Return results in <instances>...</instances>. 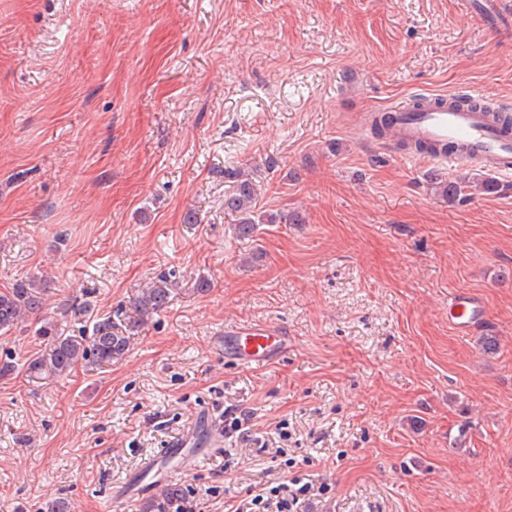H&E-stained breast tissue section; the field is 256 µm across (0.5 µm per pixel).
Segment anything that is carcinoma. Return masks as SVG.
Returning <instances> with one entry per match:
<instances>
[{"mask_svg": "<svg viewBox=\"0 0 512 512\" xmlns=\"http://www.w3.org/2000/svg\"><path fill=\"white\" fill-rule=\"evenodd\" d=\"M232 190L224 196V209L239 215L236 225L237 233L250 238L257 226L263 223L253 217L258 196L257 185L252 177L242 171L232 174ZM485 193L499 191L497 183L486 179L476 185L469 181H450L441 184L442 191L450 200L465 199L472 193V188ZM171 274L163 273L156 280L141 288L133 301L136 318L126 327L116 323L123 315L118 310L113 316L98 318L92 326L89 336L75 338L62 336L55 331V324L44 318L47 285L36 279L20 280L11 288L0 292V332L7 333L18 326L25 318L42 320L40 335L52 337L49 350L28 360V369L38 373L48 372L61 376L70 373L81 365L88 370L98 369L121 359L130 346L127 328H137L153 314L163 310L170 302L172 291L168 288ZM186 500V489L177 483L166 484L160 492L145 501L143 512H181V505Z\"/></svg>", "mask_w": 512, "mask_h": 512, "instance_id": "carcinoma-1", "label": "carcinoma"}]
</instances>
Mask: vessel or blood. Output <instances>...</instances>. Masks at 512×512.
Returning <instances> with one entry per match:
<instances>
[{
  "mask_svg": "<svg viewBox=\"0 0 512 512\" xmlns=\"http://www.w3.org/2000/svg\"><path fill=\"white\" fill-rule=\"evenodd\" d=\"M471 12L496 27L512 25V8L505 0H465ZM468 104L453 96L427 93L417 104L388 107L393 128L402 141L416 148L419 159L443 165L471 161L500 174L512 173V129L505 127L501 113L512 110L504 103L490 105L480 90L468 93ZM485 315L483 305L470 293L458 292L448 300V324L464 333ZM292 346L284 332L266 327L239 326L224 332V356L249 367L271 363L285 356ZM191 440L165 449L141 468L125 492L127 500L139 498L149 486L170 480L191 454Z\"/></svg>",
  "mask_w": 512,
  "mask_h": 512,
  "instance_id": "1",
  "label": "vessel or blood"
}]
</instances>
